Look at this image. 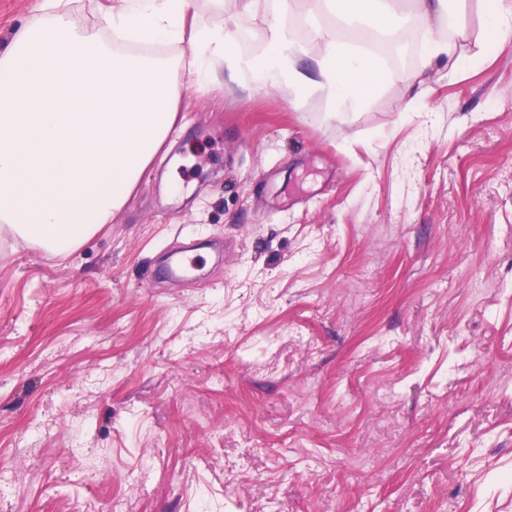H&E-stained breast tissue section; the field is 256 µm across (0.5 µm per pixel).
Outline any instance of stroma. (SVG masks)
Returning a JSON list of instances; mask_svg holds the SVG:
<instances>
[{"instance_id": "1", "label": "stroma", "mask_w": 512, "mask_h": 512, "mask_svg": "<svg viewBox=\"0 0 512 512\" xmlns=\"http://www.w3.org/2000/svg\"><path fill=\"white\" fill-rule=\"evenodd\" d=\"M445 11L463 71L417 15L356 110L183 91L111 224L0 237V512H512V41ZM426 53L429 60L445 56L448 58V67L458 69L460 67V59L455 57L448 47V42L439 38L437 33L429 26L426 37Z\"/></svg>"}]
</instances>
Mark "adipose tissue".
I'll return each mask as SVG.
<instances>
[{
    "label": "adipose tissue",
    "instance_id": "obj_1",
    "mask_svg": "<svg viewBox=\"0 0 512 512\" xmlns=\"http://www.w3.org/2000/svg\"><path fill=\"white\" fill-rule=\"evenodd\" d=\"M198 21L199 0H113L105 32L71 20L70 0H35L36 21L0 47V231L55 255L75 251L123 209L177 119L181 86L233 83L256 93L280 85L354 106L380 76L372 60L321 32L307 47L281 16L266 23V47L239 56L224 11ZM352 25L389 35L396 0H311ZM174 46L177 58L129 52ZM183 83H176L174 70Z\"/></svg>",
    "mask_w": 512,
    "mask_h": 512
}]
</instances>
